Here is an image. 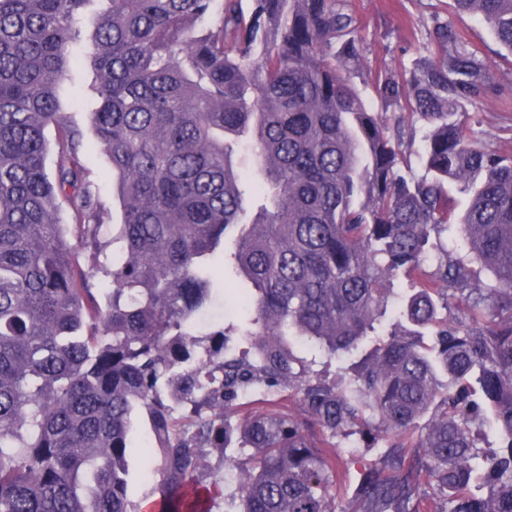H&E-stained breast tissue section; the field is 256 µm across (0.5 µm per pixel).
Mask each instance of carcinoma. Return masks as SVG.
Listing matches in <instances>:
<instances>
[{
  "label": "carcinoma",
  "mask_w": 512,
  "mask_h": 512,
  "mask_svg": "<svg viewBox=\"0 0 512 512\" xmlns=\"http://www.w3.org/2000/svg\"><path fill=\"white\" fill-rule=\"evenodd\" d=\"M89 2L0 0V512H141L135 414L158 512H197L227 468L238 512H512V152L459 118L488 79L465 38L438 24L409 75L366 73L350 0H106L94 22ZM452 2L512 55V0ZM77 44L121 208L110 241L58 97ZM450 224L493 283L443 247ZM89 242L112 260L78 267ZM218 251L251 284L247 315L201 332ZM298 341L355 362L330 379ZM247 392L297 413L242 417ZM367 437L382 447L338 511L327 449ZM387 288H391L390 301L388 303V309L385 317V321L389 322L395 320L398 316L399 308L403 303L406 293L410 289L409 278L404 274H400L390 284H388ZM130 440L133 448L128 455V483L131 496L141 500L143 512H153L154 500L158 499L156 490L159 480L155 472L159 459L154 451V442L148 427L139 419L133 420Z\"/></svg>",
  "instance_id": "obj_1"
}]
</instances>
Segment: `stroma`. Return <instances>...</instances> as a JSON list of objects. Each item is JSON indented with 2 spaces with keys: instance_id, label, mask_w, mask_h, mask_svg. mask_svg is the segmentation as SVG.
<instances>
[{
  "instance_id": "35a3bbf8",
  "label": "stroma",
  "mask_w": 512,
  "mask_h": 512,
  "mask_svg": "<svg viewBox=\"0 0 512 512\" xmlns=\"http://www.w3.org/2000/svg\"><path fill=\"white\" fill-rule=\"evenodd\" d=\"M351 5L361 21L367 64L399 74L412 68L417 46L428 41L435 23H445L449 30L462 34L468 49L487 64L490 83L477 105L468 108L466 120L484 147L492 150L512 147V60L502 57L501 47L478 17L456 11L452 0H351ZM92 80L86 55L76 52L60 91V103L84 131L82 163L101 205V236L108 239L113 224L120 221V209L107 159L88 122V114L94 107ZM130 440V494L141 501L145 512H150L159 497L158 455L152 435L141 420H134Z\"/></svg>"
}]
</instances>
